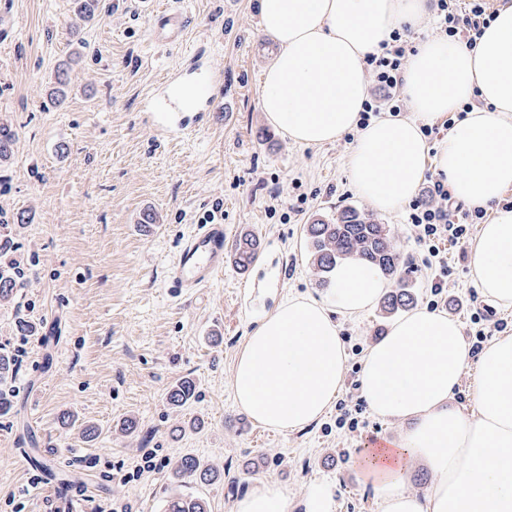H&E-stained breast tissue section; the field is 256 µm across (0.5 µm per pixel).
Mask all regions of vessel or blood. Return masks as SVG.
Here are the masks:
<instances>
[{
  "label": "vessel or blood",
  "instance_id": "vessel-or-blood-1",
  "mask_svg": "<svg viewBox=\"0 0 512 512\" xmlns=\"http://www.w3.org/2000/svg\"><path fill=\"white\" fill-rule=\"evenodd\" d=\"M152 37L161 45L178 44L190 24V16L178 8L153 9ZM202 51H195L187 68L167 76L147 102L152 124L170 137L179 138L207 126L215 105L212 88L220 74L203 67ZM193 88L191 101H184L181 92ZM227 262L224 227L204 224L191 235L173 261L172 286L179 295H188L207 285L223 271Z\"/></svg>",
  "mask_w": 512,
  "mask_h": 512
}]
</instances>
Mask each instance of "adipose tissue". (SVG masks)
<instances>
[{
    "label": "adipose tissue",
    "instance_id": "obj_1",
    "mask_svg": "<svg viewBox=\"0 0 512 512\" xmlns=\"http://www.w3.org/2000/svg\"><path fill=\"white\" fill-rule=\"evenodd\" d=\"M261 28L275 45L259 107L301 146L358 136L349 170L356 192L382 211L406 204L435 166L455 198L491 209L469 245L482 295L512 307V0L498 6L475 46L436 36L420 43L402 71L412 113L358 121L368 95L365 57L392 29L419 27L432 0H258ZM479 99L455 121L437 152L421 131ZM462 111V110H461ZM329 301H280L247 336L232 372L235 402L280 432L318 423L343 385L347 356L334 312L372 307L388 283L361 260L337 265ZM476 366L477 420L452 403L462 372ZM361 393L377 417L401 420L398 439L372 450L368 479L382 512H512V334L472 355L457 320L420 309L397 320L370 346ZM417 458L433 481L424 496L404 488ZM235 512H295L277 481L257 480Z\"/></svg>",
    "mask_w": 512,
    "mask_h": 512
}]
</instances>
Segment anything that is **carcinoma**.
<instances>
[{
    "instance_id": "1",
    "label": "carcinoma",
    "mask_w": 512,
    "mask_h": 512,
    "mask_svg": "<svg viewBox=\"0 0 512 512\" xmlns=\"http://www.w3.org/2000/svg\"><path fill=\"white\" fill-rule=\"evenodd\" d=\"M98 0H74L76 16L89 22L96 16ZM18 139V132L7 121L0 120V164L7 163ZM312 246V263L317 273L326 282L331 278L336 265L346 259L359 257L382 274L397 278V290L387 298V308L394 310L412 303V294L407 289L406 276L409 267L393 243L386 225L378 224L354 208H345L330 221L315 219L306 228ZM256 236L247 234L234 248L236 265L245 270L257 257ZM16 278L9 271H0V303L13 298ZM196 397V383L185 377L168 391V403L182 407ZM174 481L194 479L211 482L221 478L219 469L205 466L193 456H183L171 469ZM167 512H208L206 501L200 498H177L168 503Z\"/></svg>"
}]
</instances>
